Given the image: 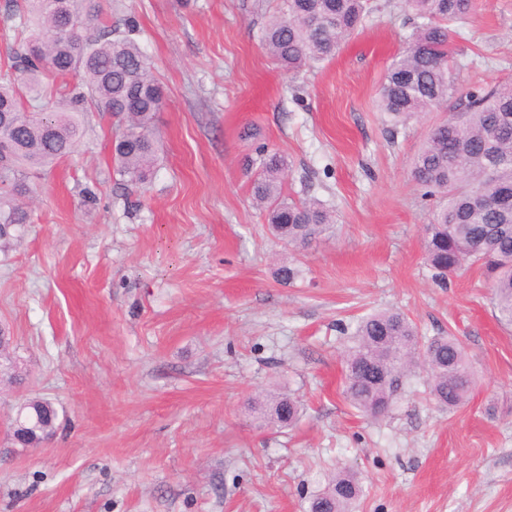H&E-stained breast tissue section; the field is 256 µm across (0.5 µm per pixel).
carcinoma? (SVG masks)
Segmentation results:
<instances>
[{
    "instance_id": "obj_1",
    "label": "carcinoma",
    "mask_w": 512,
    "mask_h": 512,
    "mask_svg": "<svg viewBox=\"0 0 512 512\" xmlns=\"http://www.w3.org/2000/svg\"><path fill=\"white\" fill-rule=\"evenodd\" d=\"M414 14L409 46L391 63L382 84L378 110L391 130L419 114L449 107L447 118L426 134L414 158L411 177L423 195L439 199L424 227L422 250L432 279L478 263L484 270L499 320L512 325V82L457 98L453 66L464 53L449 25L463 27L474 0H404ZM369 0H281L262 32V45L282 71L295 75L312 63L330 61L369 16ZM18 48L0 72V123L21 120L0 154V225L29 221L19 199L31 191L28 175L69 156L84 133L87 112L120 118L113 155L117 172L129 185H144L155 164L154 120L163 91L146 53L133 34L134 21L118 35L103 23L101 0H23L12 14ZM80 76V84L66 81ZM65 108L34 112L46 89ZM254 171L253 201L266 213L274 237L294 253L306 250L335 223L331 210L315 198L283 194L288 158L256 148L247 163ZM479 195L493 204L477 209ZM352 345L344 356L343 394L360 413L385 415L415 368L429 378V395L441 408L463 405L474 388L468 355L454 336L423 338L398 309L371 313L356 322ZM263 426L292 425L300 404L291 395L270 393L251 402ZM21 414L12 444L38 448L55 434L57 409L45 399H31ZM361 493L350 470L327 477L310 503L320 512H352Z\"/></svg>"
}]
</instances>
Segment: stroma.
Segmentation results:
<instances>
[{"label":"stroma","instance_id":"1","mask_svg":"<svg viewBox=\"0 0 512 512\" xmlns=\"http://www.w3.org/2000/svg\"><path fill=\"white\" fill-rule=\"evenodd\" d=\"M279 2L102 0L113 26L136 20L164 90L158 161L146 186H123L119 120L88 113L0 248L15 366L0 374V423L29 399L59 411L43 447L0 432V512H308L344 468L362 485L354 512H512V327L481 269L442 288L422 257L431 205L411 165L442 114L393 134L377 108L412 14L370 0L336 58L291 77L260 42ZM464 36L460 88L512 81V0H477ZM260 143L287 155L286 195L338 220L286 285L244 167ZM385 308L459 340L476 381L463 406L436 408L420 370L384 417L347 403L338 327ZM273 388L300 401L293 426L250 412Z\"/></svg>","mask_w":512,"mask_h":512}]
</instances>
